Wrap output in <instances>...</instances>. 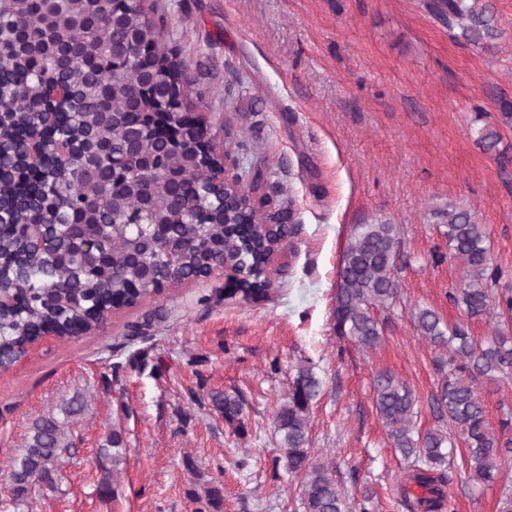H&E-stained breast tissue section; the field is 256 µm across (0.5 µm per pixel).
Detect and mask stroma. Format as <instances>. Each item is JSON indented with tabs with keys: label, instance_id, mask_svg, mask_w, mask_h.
Masks as SVG:
<instances>
[{
	"label": "stroma",
	"instance_id": "obj_1",
	"mask_svg": "<svg viewBox=\"0 0 512 512\" xmlns=\"http://www.w3.org/2000/svg\"><path fill=\"white\" fill-rule=\"evenodd\" d=\"M429 0H143L167 17V37L190 65L216 145L232 131L230 174L258 164L266 195L290 203L300 227L278 262L268 299L224 295L216 273L122 311L79 341L52 338L0 373V486L32 423L87 406L66 428L73 443L54 487L32 485L16 512H303L304 477L289 472L274 419L298 368L321 389L309 409L310 465L328 467L349 512L372 495L373 512H406L398 485L408 466L373 404L388 371L413 391L414 429L430 410L446 348L412 316L429 309L481 341L493 315L468 317L450 293L466 271L448 250L443 215L467 210L488 232L501 287L512 288V0H486L501 31L486 46L456 40ZM499 132L495 150L478 143ZM397 225L399 298L376 310L380 344L339 342L332 308L354 225ZM166 317L124 340L126 323L154 306ZM241 396V423L208 395ZM480 393L492 428L512 421V377ZM127 448L116 496L98 494L112 432ZM479 488L462 462L448 471L451 512H501L503 485ZM219 490L218 506L208 493Z\"/></svg>",
	"mask_w": 512,
	"mask_h": 512
}]
</instances>
